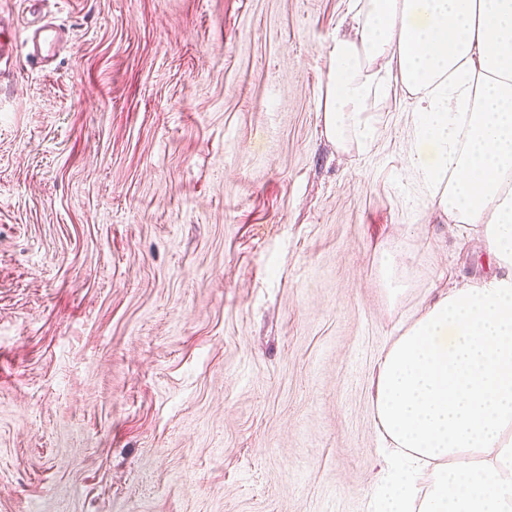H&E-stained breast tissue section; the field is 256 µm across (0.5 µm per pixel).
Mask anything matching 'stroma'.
<instances>
[{"instance_id": "stroma-1", "label": "stroma", "mask_w": 512, "mask_h": 512, "mask_svg": "<svg viewBox=\"0 0 512 512\" xmlns=\"http://www.w3.org/2000/svg\"><path fill=\"white\" fill-rule=\"evenodd\" d=\"M347 9L42 0L57 55L0 75V512H370L382 350L494 267L413 97L328 140Z\"/></svg>"}]
</instances>
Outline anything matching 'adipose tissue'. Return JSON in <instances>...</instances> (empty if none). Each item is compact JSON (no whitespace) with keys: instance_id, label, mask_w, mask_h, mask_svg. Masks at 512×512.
I'll return each mask as SVG.
<instances>
[{"instance_id":"adipose-tissue-1","label":"adipose tissue","mask_w":512,"mask_h":512,"mask_svg":"<svg viewBox=\"0 0 512 512\" xmlns=\"http://www.w3.org/2000/svg\"><path fill=\"white\" fill-rule=\"evenodd\" d=\"M323 124L337 149L372 138L387 83L412 93L411 147L434 209L480 226L504 274L441 293L382 354L375 421L389 450L375 512H512V0H351ZM384 60V73L368 63ZM469 452L474 464L462 463Z\"/></svg>"}]
</instances>
